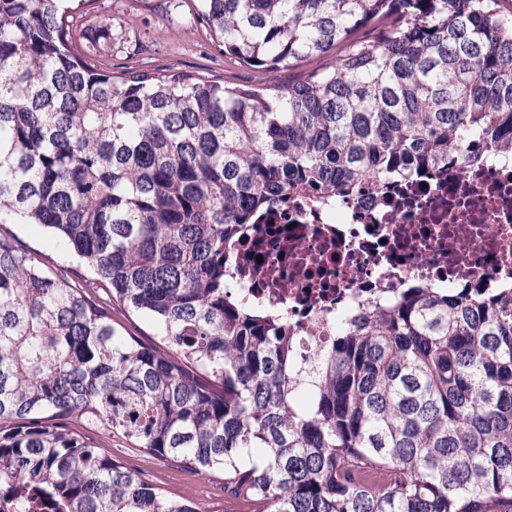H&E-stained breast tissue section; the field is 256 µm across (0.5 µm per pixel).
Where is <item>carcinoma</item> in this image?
<instances>
[{
    "mask_svg": "<svg viewBox=\"0 0 512 512\" xmlns=\"http://www.w3.org/2000/svg\"><path fill=\"white\" fill-rule=\"evenodd\" d=\"M67 2L0 0V215L76 259L0 230V512H209L114 439L249 512H512V290L409 288L306 357L224 295L253 213L512 146V11L198 0L266 76L229 86L112 75ZM13 221H7L6 227L19 238L26 246L39 250L51 251L57 255L59 264L70 265L71 258L63 251L54 250V240L39 226L33 224H13ZM127 462L153 484L205 506L223 512H247L237 501L224 499L220 480L161 461L144 452L122 449Z\"/></svg>",
    "mask_w": 512,
    "mask_h": 512,
    "instance_id": "cac0c4a2",
    "label": "carcinoma"
}]
</instances>
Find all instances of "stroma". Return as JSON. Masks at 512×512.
<instances>
[{"label": "stroma", "mask_w": 512, "mask_h": 512, "mask_svg": "<svg viewBox=\"0 0 512 512\" xmlns=\"http://www.w3.org/2000/svg\"><path fill=\"white\" fill-rule=\"evenodd\" d=\"M196 0H98L92 19L75 16L77 28L100 30L96 55L104 70L163 68L171 72L211 73L234 85L256 84L260 74L237 60L218 54L203 27L181 25ZM130 466L153 484L208 508L209 512H243L225 499L220 480L161 461L144 452H126Z\"/></svg>", "instance_id": "stroma-1"}]
</instances>
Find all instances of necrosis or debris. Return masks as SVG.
Instances as JSON below:
<instances>
[{
	"instance_id": "1",
	"label": "necrosis or debris",
	"mask_w": 512,
	"mask_h": 512,
	"mask_svg": "<svg viewBox=\"0 0 512 512\" xmlns=\"http://www.w3.org/2000/svg\"><path fill=\"white\" fill-rule=\"evenodd\" d=\"M482 155L358 197L289 198L226 245L224 277L244 306L286 321L306 354L407 288H512V150Z\"/></svg>"
}]
</instances>
